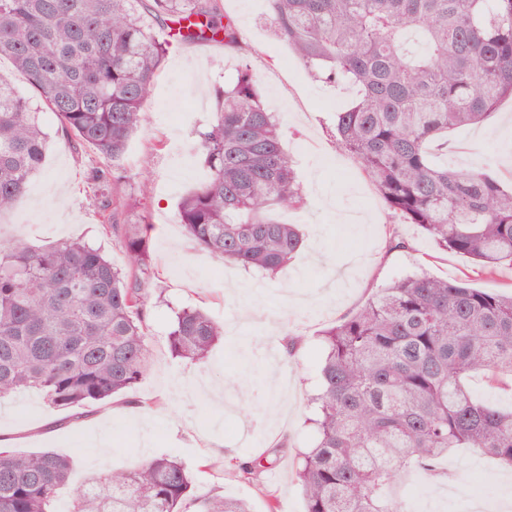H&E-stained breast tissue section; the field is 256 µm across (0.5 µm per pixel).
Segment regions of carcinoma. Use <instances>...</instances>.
Listing matches in <instances>:
<instances>
[{"mask_svg":"<svg viewBox=\"0 0 512 512\" xmlns=\"http://www.w3.org/2000/svg\"><path fill=\"white\" fill-rule=\"evenodd\" d=\"M222 0H0V57H9L61 131L120 160L138 130L165 57L147 18L182 42L251 53ZM277 39L310 73L356 89L334 113L336 147L369 177L388 210L387 251L408 248L415 224L444 252L491 275L512 266V187L482 169L437 164L448 131L486 120L512 100V0H267ZM208 180L184 195L179 223L225 263L270 275L301 246L277 206H304L274 113L243 67L194 132ZM46 136L28 98L0 76V212L42 165ZM102 227L125 255L117 267L71 239L34 247L0 238V398L35 389L58 410L106 402L151 371L147 311L157 265L148 218ZM224 339L207 313L180 309L168 333L177 358L204 362ZM313 419L316 446L296 468L305 512H404L406 471L439 474L451 448H478L512 468V410L472 397L483 374L512 391V293L425 272L393 281L323 331ZM224 467L251 481L261 463ZM68 457L0 448V512H53ZM185 465L147 458L88 480L76 512H250L241 500L195 496Z\"/></svg>","mask_w":512,"mask_h":512,"instance_id":"obj_1","label":"carcinoma"}]
</instances>
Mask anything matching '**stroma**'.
I'll use <instances>...</instances> for the list:
<instances>
[{
    "label": "stroma",
    "instance_id": "1",
    "mask_svg": "<svg viewBox=\"0 0 512 512\" xmlns=\"http://www.w3.org/2000/svg\"><path fill=\"white\" fill-rule=\"evenodd\" d=\"M223 6L253 54L244 60L221 43L172 42L118 167L119 180L93 181L95 171L113 167L111 161L64 136L55 114L40 99L32 101L48 149L28 192L0 217V234L36 245L81 240L120 266L125 256L101 226L100 204L111 199L121 204L119 223L149 220L158 269L148 323L153 365L134 391L79 408L74 426L62 423L39 392L0 400L1 447L19 453L49 449L73 458L55 512H73L75 489L88 475L159 456L185 464L195 494L236 498L252 512H267L273 496L281 512H303L295 468L316 439L310 399L319 384L321 331L355 312L374 289L421 270L494 293L512 291V269L478 274L466 258L437 251L412 224L399 227L408 249L387 251V211L329 131L333 112L351 102L353 90L310 76L276 39L266 0H223ZM244 61L264 104L278 117L307 200L304 210L277 215L299 225L303 246L273 276L224 265L200 251L185 236L177 211L179 198L206 179L195 157L194 132L209 123L216 89L233 81ZM438 160L452 167L478 165L501 179L511 175L512 102H503L481 126L449 133L448 152ZM182 307L202 309L224 325V340L209 363L169 351L167 334ZM288 331L302 338L291 357L281 345ZM146 397L160 399L162 410L141 408ZM233 457L265 458L259 482L224 472L225 460ZM445 466V481L420 470L407 476L411 512H512L511 470L494 468L470 448L457 449Z\"/></svg>",
    "mask_w": 512,
    "mask_h": 512
}]
</instances>
